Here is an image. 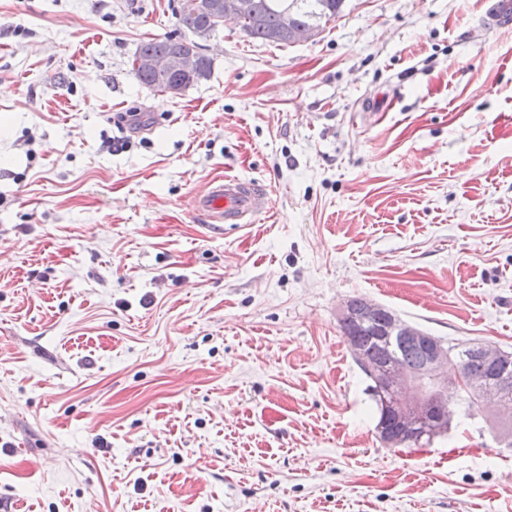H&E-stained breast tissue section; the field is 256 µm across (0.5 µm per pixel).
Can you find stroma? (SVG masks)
<instances>
[{
    "label": "stroma",
    "mask_w": 512,
    "mask_h": 512,
    "mask_svg": "<svg viewBox=\"0 0 512 512\" xmlns=\"http://www.w3.org/2000/svg\"><path fill=\"white\" fill-rule=\"evenodd\" d=\"M178 6L0 0V512H512L482 414L380 441L339 323L512 352V32L488 0L228 21L174 97L132 60ZM224 176L269 213L205 225ZM493 2L481 18L484 29L488 32H497L509 28L512 24V1L494 0Z\"/></svg>",
    "instance_id": "35a3bbf8"
}]
</instances>
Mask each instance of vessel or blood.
Wrapping results in <instances>:
<instances>
[{
  "instance_id": "obj_1",
  "label": "vessel or blood",
  "mask_w": 512,
  "mask_h": 512,
  "mask_svg": "<svg viewBox=\"0 0 512 512\" xmlns=\"http://www.w3.org/2000/svg\"><path fill=\"white\" fill-rule=\"evenodd\" d=\"M486 31L512 27V0H494L481 18ZM266 196L236 177L215 178L192 201L194 213L210 226L239 224L266 210Z\"/></svg>"
}]
</instances>
